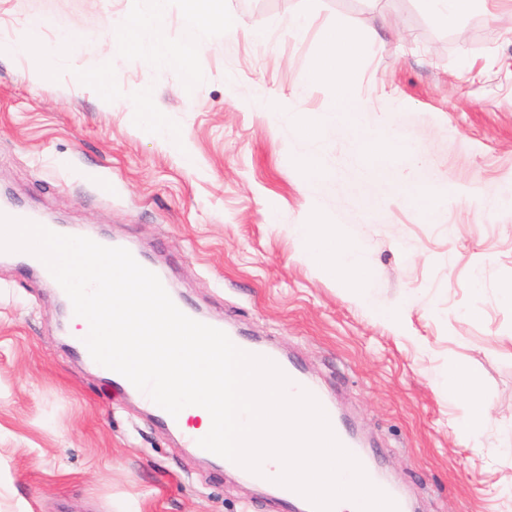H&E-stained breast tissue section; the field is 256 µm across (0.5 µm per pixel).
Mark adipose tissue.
<instances>
[{
	"mask_svg": "<svg viewBox=\"0 0 512 512\" xmlns=\"http://www.w3.org/2000/svg\"><path fill=\"white\" fill-rule=\"evenodd\" d=\"M166 7L167 0H153V6L148 12L113 23L114 29L120 33L119 46H131L139 58L158 68L167 67L180 59L162 25ZM45 27V20H34L27 27L25 39L10 46L12 53L36 57L35 72L42 76L49 75L54 63L63 55L65 49L76 44L73 35L64 34L58 37L54 45H44ZM144 29L154 31L153 40H138V32ZM359 60L355 41L347 31L335 30L325 41L315 70L334 75L336 104H346L350 101V88L345 79L341 78V70L357 66ZM334 240V235L320 231L317 225L303 224L298 228L299 244L315 268L324 276L349 288L362 304H369L370 298L365 289L366 276L357 250L350 246H335ZM451 375L456 393L468 400V409L457 420L456 426L459 431L473 433L481 426L487 415L486 405L478 396L479 377L473 369L465 366L454 367Z\"/></svg>",
	"mask_w": 512,
	"mask_h": 512,
	"instance_id": "1",
	"label": "adipose tissue"
}]
</instances>
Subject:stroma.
I'll list each match as a JSON object with an SVG mask.
<instances>
[{
    "mask_svg": "<svg viewBox=\"0 0 512 512\" xmlns=\"http://www.w3.org/2000/svg\"><path fill=\"white\" fill-rule=\"evenodd\" d=\"M146 5L0 0V191L134 244L185 306L297 360L415 512H512V0L454 21L426 0H224L232 41L169 0L183 61L162 69L107 25ZM37 17L78 38L43 79L4 51ZM337 28L362 49L348 120L315 71ZM301 224L360 249L374 309L306 259ZM66 319L0 262V512H288L89 368ZM453 363L479 374L478 433L454 426Z\"/></svg>",
    "mask_w": 512,
    "mask_h": 512,
    "instance_id": "1",
    "label": "stroma"
}]
</instances>
